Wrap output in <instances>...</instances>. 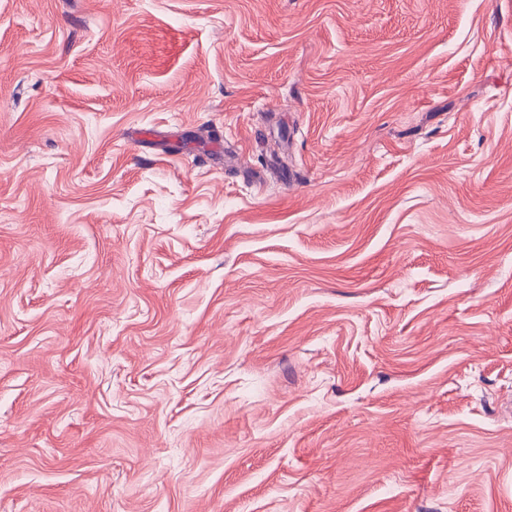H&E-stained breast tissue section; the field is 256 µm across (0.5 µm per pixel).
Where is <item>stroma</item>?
<instances>
[{"instance_id":"35a3bbf8","label":"stroma","mask_w":512,"mask_h":512,"mask_svg":"<svg viewBox=\"0 0 512 512\" xmlns=\"http://www.w3.org/2000/svg\"><path fill=\"white\" fill-rule=\"evenodd\" d=\"M0 512H512V0H0Z\"/></svg>"}]
</instances>
